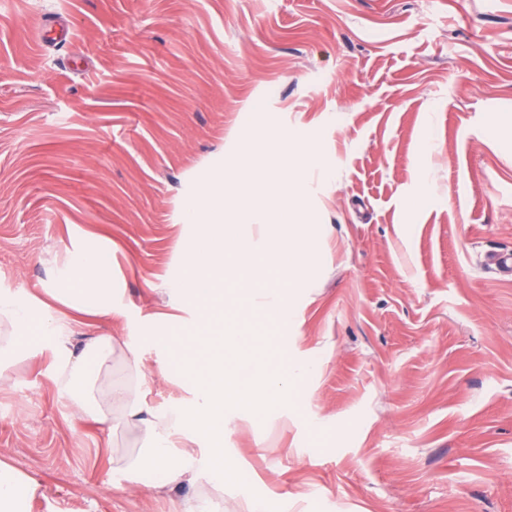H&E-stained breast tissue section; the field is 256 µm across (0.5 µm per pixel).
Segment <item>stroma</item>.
Wrapping results in <instances>:
<instances>
[{
	"mask_svg": "<svg viewBox=\"0 0 512 512\" xmlns=\"http://www.w3.org/2000/svg\"><path fill=\"white\" fill-rule=\"evenodd\" d=\"M286 129L327 167L266 169L254 142ZM221 178L225 223L315 227L294 319L256 341L287 334L316 371L228 425L240 477L211 512H512V0H0V294L43 298L109 248L113 313L72 342L140 344L155 408L186 396L146 341L195 314L174 306L182 203ZM24 353L0 463L35 483L29 512H182L195 487L129 484L110 458L133 437L72 422L50 337Z\"/></svg>",
	"mask_w": 512,
	"mask_h": 512,
	"instance_id": "1",
	"label": "stroma"
}]
</instances>
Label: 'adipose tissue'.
Returning <instances> with one entry per match:
<instances>
[{"instance_id": "adipose-tissue-1", "label": "adipose tissue", "mask_w": 512, "mask_h": 512, "mask_svg": "<svg viewBox=\"0 0 512 512\" xmlns=\"http://www.w3.org/2000/svg\"><path fill=\"white\" fill-rule=\"evenodd\" d=\"M184 215L196 235L183 247L185 275L176 291L188 305H204L206 314L176 333L151 338L165 357L158 367L163 380L183 376L190 383L189 398L177 405L155 409L141 395L145 365L137 346L109 336L87 337L83 348L70 341L74 326L112 313V274L103 247L86 246L77 264L59 270L48 283L41 314L29 303L0 295V375L6 359L20 349L21 338L44 333L52 336L57 368L54 386L67 397L72 420H91L110 430H124L143 448L142 454L113 451L115 467L128 476L150 470L155 487L172 484L206 486L213 477L228 482L237 468L224 453V428L232 417L258 407L287 406L312 376V365L301 363L292 372L276 368L268 353L254 354L250 331L224 329L226 280L244 282L245 262H252L254 277L265 264L296 285L297 275L311 257L295 233L281 234L253 210L243 224L224 221V188L212 187L207 205L187 200ZM261 229L262 252L239 249L236 261L224 259L225 244L240 239L243 230ZM213 350L206 370H199L194 355ZM35 487L13 467L0 463V512H26Z\"/></svg>"}]
</instances>
